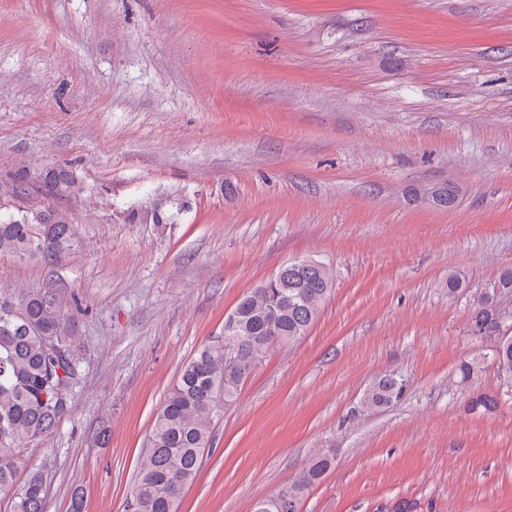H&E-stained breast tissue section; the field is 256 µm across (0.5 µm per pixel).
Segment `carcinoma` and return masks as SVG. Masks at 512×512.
I'll use <instances>...</instances> for the list:
<instances>
[{"instance_id": "cac0c4a2", "label": "carcinoma", "mask_w": 512, "mask_h": 512, "mask_svg": "<svg viewBox=\"0 0 512 512\" xmlns=\"http://www.w3.org/2000/svg\"><path fill=\"white\" fill-rule=\"evenodd\" d=\"M20 210L0 219V256L19 259L39 256L44 262L74 246L68 213L53 204ZM276 283L266 280L244 294L236 309L243 314L247 332L224 342L204 344L180 370L156 413L148 446L140 458L126 512H176L185 487L196 477L212 447L214 429L224 405L234 401L245 380L271 347L291 345L306 335L334 286L333 274L322 261L294 259L279 269ZM512 300V267L503 268L478 297L471 316V334L496 329L492 302ZM86 312L76 297L63 302L56 289L17 296L0 289V491H10L12 512H42L44 477L35 469L15 487L20 459L16 452L30 441L55 429L68 409L62 401L79 384L80 338L75 317ZM497 371L512 375V339L491 352ZM482 362H460L455 382L469 384ZM404 390L403 379L384 375L364 393L366 409L387 405ZM500 398L481 393L470 409L495 410ZM331 466L325 452L314 454L299 476L270 500L275 512H299L305 493L318 484Z\"/></svg>"}]
</instances>
